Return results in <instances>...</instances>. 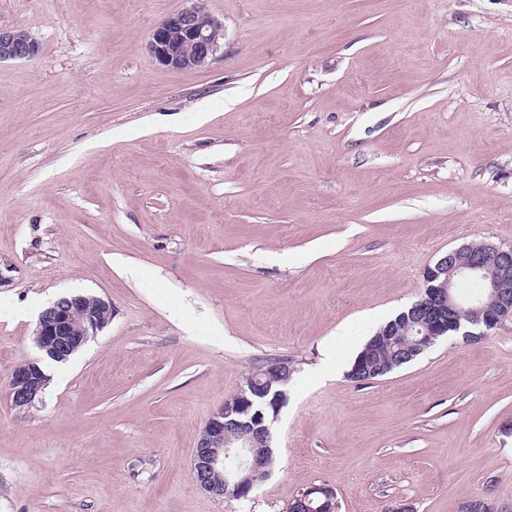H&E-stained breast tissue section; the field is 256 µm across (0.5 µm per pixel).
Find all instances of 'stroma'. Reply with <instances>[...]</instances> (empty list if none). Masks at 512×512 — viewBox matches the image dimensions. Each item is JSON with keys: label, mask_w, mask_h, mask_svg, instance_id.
Segmentation results:
<instances>
[{"label": "stroma", "mask_w": 512, "mask_h": 512, "mask_svg": "<svg viewBox=\"0 0 512 512\" xmlns=\"http://www.w3.org/2000/svg\"><path fill=\"white\" fill-rule=\"evenodd\" d=\"M186 0H0V512H460L512 500V315L376 380L350 366L468 243H512V0H204L202 68L152 30ZM111 322L28 408L14 367L59 296ZM290 362L278 464L248 499L192 451ZM39 51V42L26 29L0 28V62L31 59Z\"/></svg>", "instance_id": "stroma-1"}]
</instances>
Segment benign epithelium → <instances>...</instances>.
<instances>
[{"mask_svg":"<svg viewBox=\"0 0 512 512\" xmlns=\"http://www.w3.org/2000/svg\"><path fill=\"white\" fill-rule=\"evenodd\" d=\"M223 25L198 5L170 14L151 33L149 50L155 59L173 69L199 68L212 61L221 48L218 33ZM39 42L23 28H0V62L27 60L38 55ZM512 279V244L480 242L452 249L424 273V293L404 315L406 325L427 323L430 329L412 342L418 355L432 347L448 331L471 337L462 329L459 317L472 326H481L479 335L512 315V295L503 283ZM480 280L484 291L477 297L461 296L459 283ZM112 320L110 302L96 296L65 295L54 300L39 314L35 342L55 359H67L80 351L93 336ZM46 385V377L36 359L22 360L13 370L9 397L18 408L35 403ZM264 397L251 381L239 389L235 402L223 403L207 421L194 449L191 473L196 485L219 497L232 488L246 498L270 475L262 457L254 453L257 445L271 438V423L282 403L273 406L270 416L253 409L254 396ZM252 418H247V415ZM463 512H512V502L491 505L470 501Z\"/></svg>","mask_w":512,"mask_h":512,"instance_id":"obj_1","label":"benign epithelium"}]
</instances>
